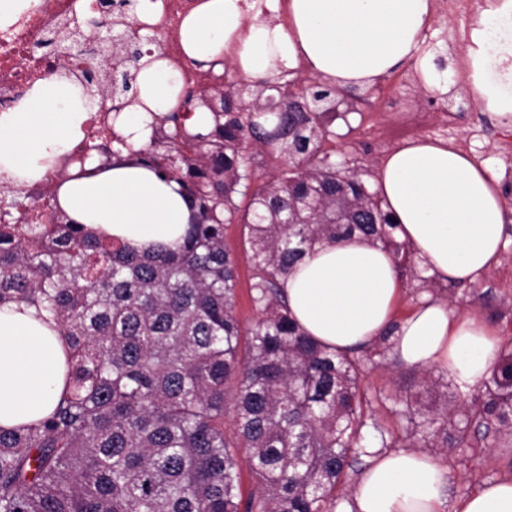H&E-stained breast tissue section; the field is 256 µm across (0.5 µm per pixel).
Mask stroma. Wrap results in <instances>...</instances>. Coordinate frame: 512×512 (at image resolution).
<instances>
[{"mask_svg":"<svg viewBox=\"0 0 512 512\" xmlns=\"http://www.w3.org/2000/svg\"><path fill=\"white\" fill-rule=\"evenodd\" d=\"M436 12L427 31L426 44L446 66L447 55H461L468 33V16L462 15L452 0H435ZM354 108L345 118L331 121V136L326 152L339 158L362 162L366 180H373L387 153L408 142L428 139L453 142L476 162L490 167L498 180L505 206L512 211V157L504 155L503 136H512V123L502 124L480 112L466 93L461 79L452 76L444 89L419 85L413 65H405L373 86L357 90ZM241 225L226 228V238L235 251L238 272L236 312L241 321L253 320L256 311L250 297L253 265L250 253L241 242ZM401 294L398 316L406 314L428 297L448 304L461 314L484 319L495 331L501 351H512V225L507 228L506 244L498 265L475 283L452 285L426 274L424 269L398 274ZM365 358L364 384L380 394L372 405V420L396 449H416L403 415L404 400L420 395L430 405L455 401L459 387L442 370L431 367L428 373L437 380L435 390L423 392L419 368L380 360L373 349L361 353ZM437 462L448 470L447 496L456 501L479 490L485 483L512 479V450L484 447L435 452Z\"/></svg>","mask_w":512,"mask_h":512,"instance_id":"obj_1","label":"stroma"}]
</instances>
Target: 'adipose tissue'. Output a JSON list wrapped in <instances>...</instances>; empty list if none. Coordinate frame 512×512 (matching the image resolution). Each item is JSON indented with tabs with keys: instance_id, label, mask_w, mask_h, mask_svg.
Returning <instances> with one entry per match:
<instances>
[{
	"instance_id": "adipose-tissue-1",
	"label": "adipose tissue",
	"mask_w": 512,
	"mask_h": 512,
	"mask_svg": "<svg viewBox=\"0 0 512 512\" xmlns=\"http://www.w3.org/2000/svg\"><path fill=\"white\" fill-rule=\"evenodd\" d=\"M434 0H288L287 24L248 17L242 0H201L183 20L180 40L201 69L231 61L244 79L298 64L340 89L374 83L414 63L427 87L440 84L422 48ZM482 111L512 121V0H487L471 23L462 60H450ZM139 101L116 127L133 149L149 142L154 117L174 111L182 83L158 53L138 63ZM88 95L56 74L21 106L0 113V174L32 185L83 136ZM94 175L60 180L57 199L68 220L138 249L172 246L190 222L175 182L150 168L118 162ZM384 209L421 266L444 282L466 285L499 262L507 214L497 180L452 142L417 140L389 153L374 180ZM288 310L300 328L347 353L389 336L393 353L414 367L436 366L469 389L484 380L498 340L481 320L424 300L395 319L400 293L387 252L354 239L308 253L286 281ZM64 341L38 309L0 307V426L46 415L64 388ZM447 471L414 449L374 453L357 478L346 512H443ZM453 512H512V480L483 486Z\"/></svg>"
}]
</instances>
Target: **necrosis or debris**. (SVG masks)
Instances as JSON below:
<instances>
[{
	"label": "necrosis or debris",
	"instance_id": "obj_1",
	"mask_svg": "<svg viewBox=\"0 0 512 512\" xmlns=\"http://www.w3.org/2000/svg\"><path fill=\"white\" fill-rule=\"evenodd\" d=\"M124 11L132 12L133 26L157 31L165 40L163 58L176 68L187 87H206L211 78L198 72L186 59L179 42L183 18L196 0H160L161 9L151 16L136 14L137 0H116ZM98 10L103 23H110L112 12L99 8L97 0H38L7 26H0V111L14 108L37 84L60 73L96 72L97 55L88 54L73 60L61 51L51 50L48 42L60 38L64 27Z\"/></svg>",
	"mask_w": 512,
	"mask_h": 512
}]
</instances>
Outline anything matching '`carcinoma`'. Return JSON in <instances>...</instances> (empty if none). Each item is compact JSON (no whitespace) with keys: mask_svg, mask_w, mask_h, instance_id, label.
<instances>
[{"mask_svg":"<svg viewBox=\"0 0 512 512\" xmlns=\"http://www.w3.org/2000/svg\"><path fill=\"white\" fill-rule=\"evenodd\" d=\"M112 23V55L87 80L99 105L137 97L141 42ZM192 94V91H187ZM194 95V94H192ZM336 88L314 79L278 86L236 81L194 95L212 125L176 111L156 117L147 148L108 150L176 182L191 208L183 241L163 250L114 242L71 224L55 193L54 225L36 224L18 190L0 181V305L45 310L67 345L65 388L45 419L0 427V512H330L345 468L369 454L372 399L357 357L310 340L288 315L283 287L317 246L380 244L395 268L409 246L365 165L323 151ZM281 160L256 182L263 156ZM246 230L256 318L235 310L238 274L224 226ZM232 389L233 430L224 429ZM448 404L406 401L428 448H512V353ZM258 482L240 491L241 453Z\"/></svg>","mask_w":512,"mask_h":512,"instance_id":"cac0c4a2","label":"carcinoma"}]
</instances>
